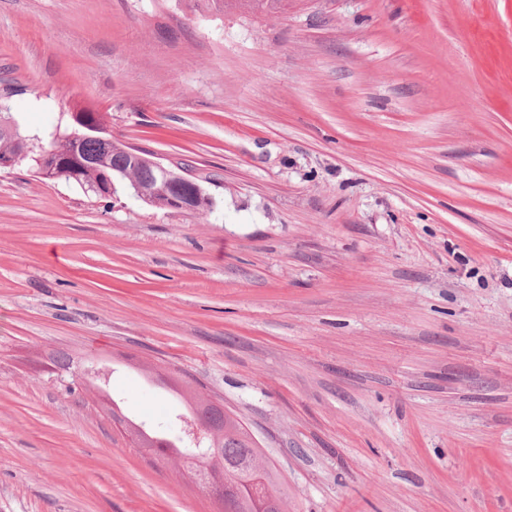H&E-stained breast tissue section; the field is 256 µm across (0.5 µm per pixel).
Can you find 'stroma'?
<instances>
[{
    "instance_id": "stroma-1",
    "label": "stroma",
    "mask_w": 512,
    "mask_h": 512,
    "mask_svg": "<svg viewBox=\"0 0 512 512\" xmlns=\"http://www.w3.org/2000/svg\"><path fill=\"white\" fill-rule=\"evenodd\" d=\"M5 87L215 205L0 171V512H220L121 424L183 412L151 366L243 419L288 512H512V0H0ZM197 7H203L208 10L224 11L230 7L246 9L251 12H263L271 10L284 9L288 4L282 0H203L195 1Z\"/></svg>"
}]
</instances>
